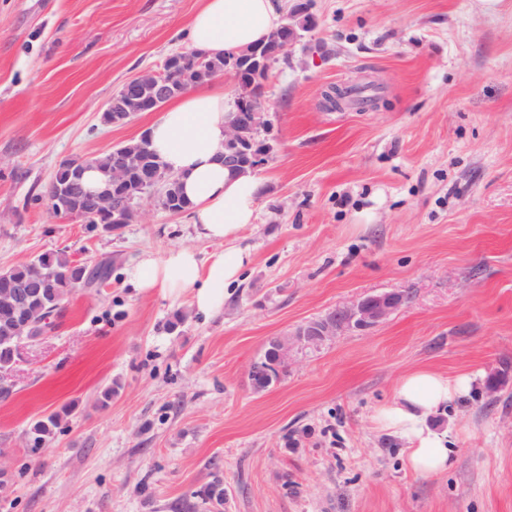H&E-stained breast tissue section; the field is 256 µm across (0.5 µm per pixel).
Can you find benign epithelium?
<instances>
[{"label":"benign epithelium","instance_id":"1","mask_svg":"<svg viewBox=\"0 0 512 512\" xmlns=\"http://www.w3.org/2000/svg\"><path fill=\"white\" fill-rule=\"evenodd\" d=\"M301 8L296 7L286 15L285 22L253 53L247 57H235L229 61V71L235 76L241 94L236 110L226 123L224 139V166L235 171H246L259 166L263 154L259 151L256 139L266 126V107L258 102L255 94L263 91L262 76L268 74L271 64L285 55L288 48L302 35L300 31L312 29L311 21L297 22ZM202 64L204 57L195 51H180L170 54L164 60L159 72L147 78L135 77L124 83L122 97L138 91L139 85L150 86L152 98L160 102L175 93H185L193 88L188 80V65ZM136 172L148 188L145 197L155 200L166 211L179 214V198L176 193L177 179L166 170L157 167H141L134 164L123 154L115 156L112 170L108 175L107 187L97 191L94 196L96 216L112 214V221L131 223L136 216V205L130 204L120 193L119 186L126 177ZM70 198L69 187H57L46 198L50 213L68 217L83 218L75 210L68 209L66 199ZM39 285H19L5 289L6 295L13 299L16 309H27L30 299ZM407 302L403 292H381L360 297L342 305L324 316L306 321L291 333L274 336L269 339L273 360L260 358L250 367L252 379L274 377V370L292 364L296 355L307 348H318L328 340L353 330L375 327L386 320Z\"/></svg>","mask_w":512,"mask_h":512}]
</instances>
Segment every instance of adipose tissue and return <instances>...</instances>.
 Wrapping results in <instances>:
<instances>
[{
  "mask_svg": "<svg viewBox=\"0 0 512 512\" xmlns=\"http://www.w3.org/2000/svg\"><path fill=\"white\" fill-rule=\"evenodd\" d=\"M285 8L284 0H201L189 26L190 47L212 59L239 55L281 25ZM234 109V94L202 88L173 100L148 127L152 149L189 202L192 224L215 250L204 259L187 247L173 248L160 259L143 255L131 280L139 289L190 292L196 311L204 315L223 309L229 288L252 262L239 239L255 222L264 191L254 171L235 174L224 166V129ZM471 384L467 375L451 380L420 368L403 375L393 400L377 410L375 423L407 442L414 472L447 471L448 438L427 419L450 399L467 394Z\"/></svg>",
  "mask_w": 512,
  "mask_h": 512,
  "instance_id": "ef3b65f1",
  "label": "adipose tissue"
}]
</instances>
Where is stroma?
Returning <instances> with one entry per match:
<instances>
[{"instance_id":"obj_1","label":"stroma","mask_w":512,"mask_h":512,"mask_svg":"<svg viewBox=\"0 0 512 512\" xmlns=\"http://www.w3.org/2000/svg\"><path fill=\"white\" fill-rule=\"evenodd\" d=\"M200 3L0 0V270L61 250L117 260L19 347L0 512H171L216 471L224 512H512V0H288L313 27L265 83V189L240 239L253 260L208 318L189 293L130 277L146 252H214L188 214L146 198L113 231L39 201L61 161L146 131L153 113L122 126L102 113L127 79L189 50ZM353 84L377 105L328 106L324 91ZM390 291L409 300L382 324L253 391L270 337ZM417 368L474 380L431 419L453 449L438 475L410 469L373 421ZM53 413L31 453L30 424ZM60 414H52L44 419L34 422L28 432V435L34 439L36 443L45 446L54 436L59 428Z\"/></svg>"}]
</instances>
